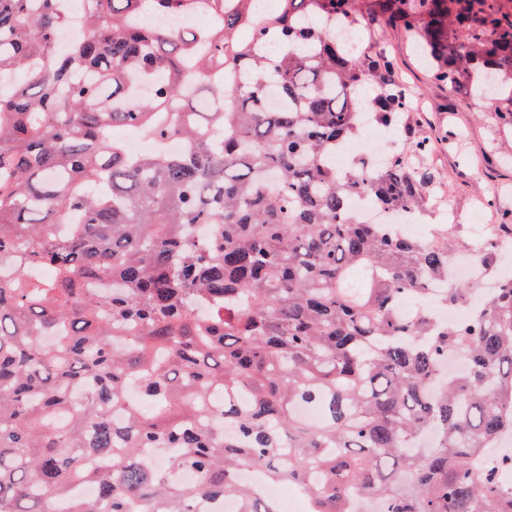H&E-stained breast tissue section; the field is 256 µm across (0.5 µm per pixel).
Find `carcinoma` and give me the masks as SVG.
Returning a JSON list of instances; mask_svg holds the SVG:
<instances>
[{
    "label": "carcinoma",
    "mask_w": 512,
    "mask_h": 512,
    "mask_svg": "<svg viewBox=\"0 0 512 512\" xmlns=\"http://www.w3.org/2000/svg\"><path fill=\"white\" fill-rule=\"evenodd\" d=\"M253 2L82 0L81 34L58 49L63 0H0V263L14 269L0 276V512H57L78 482L98 496L66 512H201L226 495L269 512L236 481L252 465L306 487L313 512H349L351 495L389 512H512L476 463L512 438V276L462 324L400 315L402 295L448 277L456 240L367 224L350 200L420 217L439 177L412 156L431 146L335 161L367 117L411 111L389 57L350 52L336 21L400 28L435 81L483 98L488 80L512 82V13L496 0ZM147 11L211 25L157 28ZM200 77L224 99L213 112L190 106ZM135 83L151 94L131 98ZM116 127L185 150L133 158ZM37 265L55 279L31 277ZM101 278L112 292L84 287ZM476 289L450 280L442 303ZM451 352L467 369L430 391ZM132 381L150 412L128 399ZM429 428L436 444L410 448ZM145 448L171 449L170 468L196 482L168 481Z\"/></svg>",
    "instance_id": "obj_1"
}]
</instances>
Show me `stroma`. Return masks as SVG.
Segmentation results:
<instances>
[{
	"mask_svg": "<svg viewBox=\"0 0 512 512\" xmlns=\"http://www.w3.org/2000/svg\"><path fill=\"white\" fill-rule=\"evenodd\" d=\"M363 34L362 47L394 58L421 100L418 111L400 117L418 136L431 140V158L442 177L441 189L430 198L421 222L442 224L449 211H456L458 254L469 256L481 246L473 233L477 222L497 224L504 211H512V128L500 124L494 110L462 89L431 79L399 28L371 25Z\"/></svg>",
	"mask_w": 512,
	"mask_h": 512,
	"instance_id": "obj_1",
	"label": "stroma"
}]
</instances>
